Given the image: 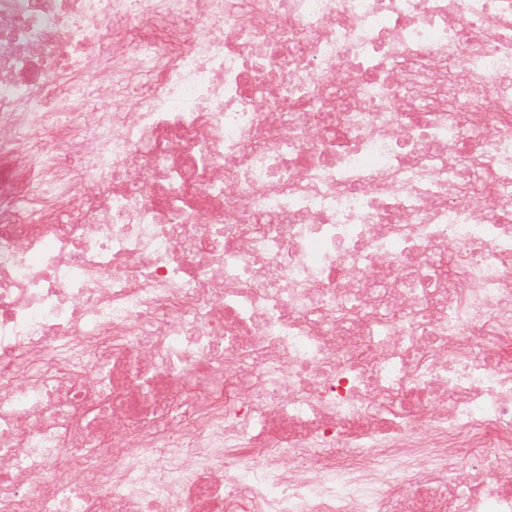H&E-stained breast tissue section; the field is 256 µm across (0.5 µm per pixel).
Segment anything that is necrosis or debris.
Returning <instances> with one entry per match:
<instances>
[{
  "mask_svg": "<svg viewBox=\"0 0 512 512\" xmlns=\"http://www.w3.org/2000/svg\"><path fill=\"white\" fill-rule=\"evenodd\" d=\"M426 485L512 512V0H0V512Z\"/></svg>",
  "mask_w": 512,
  "mask_h": 512,
  "instance_id": "necrosis-or-debris-1",
  "label": "necrosis or debris"
}]
</instances>
